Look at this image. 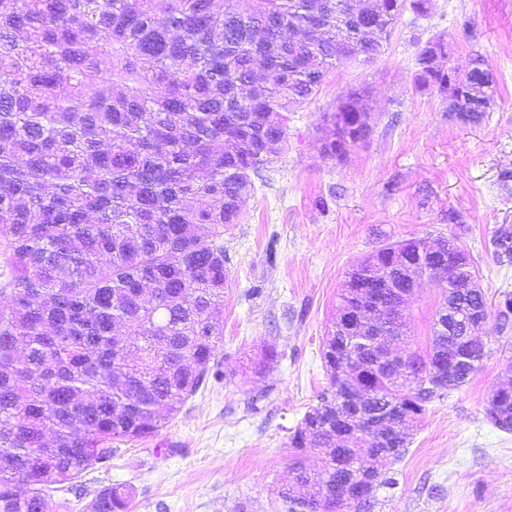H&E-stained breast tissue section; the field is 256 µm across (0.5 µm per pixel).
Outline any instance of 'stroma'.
<instances>
[{"label": "stroma", "instance_id": "1", "mask_svg": "<svg viewBox=\"0 0 512 512\" xmlns=\"http://www.w3.org/2000/svg\"><path fill=\"white\" fill-rule=\"evenodd\" d=\"M405 8L371 61L343 59L315 96L288 115L284 152L255 180L238 224L224 235V376L187 399L165 428L121 442L112 457L52 494L54 512H91L123 485L130 512H283L293 451L288 437L327 388L322 341L350 266L388 243L449 239L466 250L489 307L512 295V263L493 239L512 228V0H428ZM444 39L466 75L482 59L496 94L479 123L417 88L415 58ZM366 91L368 135L339 159L323 153L325 113ZM440 290L423 281L405 311L425 347ZM488 354L469 382L428 404L404 457L388 467L371 512H512V432L486 416L490 394L512 380V343L488 318ZM281 360L263 375L250 360L264 344Z\"/></svg>", "mask_w": 512, "mask_h": 512}]
</instances>
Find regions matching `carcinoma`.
Instances as JSON below:
<instances>
[{
    "instance_id": "carcinoma-1",
    "label": "carcinoma",
    "mask_w": 512,
    "mask_h": 512,
    "mask_svg": "<svg viewBox=\"0 0 512 512\" xmlns=\"http://www.w3.org/2000/svg\"><path fill=\"white\" fill-rule=\"evenodd\" d=\"M0 0V512H52L54 485L112 455L116 441L155 436L221 374L224 232L287 141L288 113L318 91L327 68L357 43L369 61L404 0H370L365 31L350 0ZM416 55L417 82L454 98L480 122L496 93L476 60L448 87ZM368 110L365 93L342 97ZM512 262V229L494 239ZM415 244H386L347 272L336 311L356 309L368 274ZM435 315L487 313L483 292L446 288ZM488 354L475 336L432 332L393 378L371 365L355 331H329V388L289 436L284 512H370L388 461L408 436L379 439L353 425L336 439L338 369L375 394L374 409L414 423L427 404L464 386ZM281 357L267 345L261 375ZM486 414L512 432V386ZM321 457L308 469L301 452ZM370 478L368 501L344 486ZM130 493L103 490L93 512H128Z\"/></svg>"
}]
</instances>
